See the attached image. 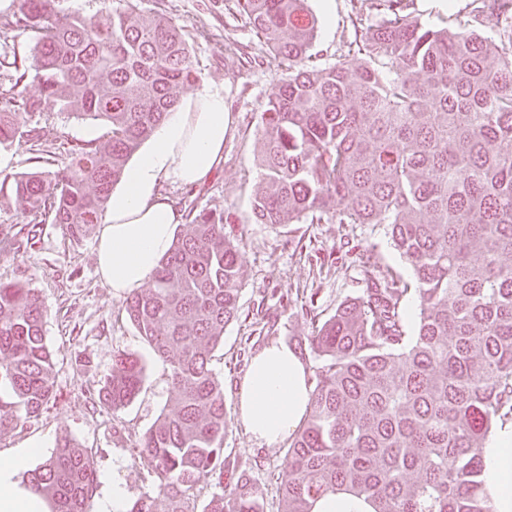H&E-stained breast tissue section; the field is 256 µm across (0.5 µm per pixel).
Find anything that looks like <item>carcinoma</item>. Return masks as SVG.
I'll return each mask as SVG.
<instances>
[{"label": "carcinoma", "mask_w": 512, "mask_h": 512, "mask_svg": "<svg viewBox=\"0 0 512 512\" xmlns=\"http://www.w3.org/2000/svg\"><path fill=\"white\" fill-rule=\"evenodd\" d=\"M66 0H20L6 23L34 38L0 92V145L40 144L55 118L88 121L100 137L70 144L61 163L0 180V207L20 224L49 221L85 236L102 221L130 156L198 80L206 40L154 0H115L93 14ZM404 0H371L360 61L315 60L308 0H233L259 39L248 65H287L261 113L252 209L262 224H383L410 266L418 301L407 332V288L369 271L370 288L328 318H310L309 411L290 437L281 512H313L336 491L374 512H496L484 448L512 418V0H477L474 28H436ZM40 95L24 96L29 82ZM153 277L125 312L176 389L139 442L156 486L128 512H269L247 463H226L224 385L210 368L238 315L246 269L222 211L189 210ZM46 307L20 279H0V432L38 416L52 394ZM144 362L113 355L97 393L118 413L137 396ZM202 473L218 491L198 501ZM26 482L51 512H89L96 470L64 435Z\"/></svg>", "instance_id": "cac0c4a2"}]
</instances>
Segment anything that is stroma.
<instances>
[{
  "mask_svg": "<svg viewBox=\"0 0 512 512\" xmlns=\"http://www.w3.org/2000/svg\"><path fill=\"white\" fill-rule=\"evenodd\" d=\"M226 0H166L169 14L188 31L207 30L193 54L202 83L223 88L227 136L224 158L196 186L162 182L160 190L180 209L228 210L234 221L225 230L238 243L247 276L239 315L224 329L211 368L224 384L228 413H235L239 383L252 358L282 342L299 349L310 333V319L326 318L345 301L363 294L366 270L377 265L409 285L401 300L407 327H414L418 302L412 273L391 247L379 224H258L251 218L260 182L255 155L260 116L269 96L286 74L274 65L243 66L225 51L226 41L257 48L259 41L243 17L224 8ZM410 13L436 27H458L472 17L473 0H404ZM319 21L313 51L324 63L347 56L357 31L355 18L379 22L368 0H309ZM30 242L20 251L0 254V277L27 281L47 307L45 341L52 353V397L37 418L0 434V452L39 442L43 448L29 465L41 466L59 437L70 436L94 459L97 483L93 504L112 491L120 477L126 502L156 486L139 458V439L176 397L168 369L156 360L125 312L126 298L114 294L96 270L97 231L75 239L62 224L31 227ZM142 356L145 377L139 394L119 415L95 404L115 351ZM286 447H258L238 421L224 437L225 454L242 457L267 487L270 512L279 507V487L287 483Z\"/></svg>",
  "mask_w": 512,
  "mask_h": 512,
  "instance_id": "stroma-1",
  "label": "stroma"
}]
</instances>
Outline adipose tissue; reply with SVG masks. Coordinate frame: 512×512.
<instances>
[{"label": "adipose tissue", "instance_id": "1", "mask_svg": "<svg viewBox=\"0 0 512 512\" xmlns=\"http://www.w3.org/2000/svg\"><path fill=\"white\" fill-rule=\"evenodd\" d=\"M225 131L224 91L203 86L169 113L127 166L109 197L96 247L97 272L114 293L150 282L183 221L174 200L160 192V182L203 183L222 158ZM309 398L304 365L287 344L274 343L254 358L240 385L239 418L259 444L275 447L300 424ZM39 451L34 444L0 452V512H49L44 498L17 481ZM484 465L497 512H512V423L491 436Z\"/></svg>", "mask_w": 512, "mask_h": 512}]
</instances>
